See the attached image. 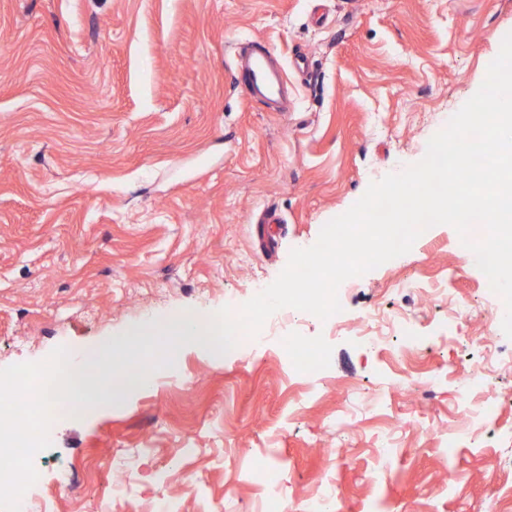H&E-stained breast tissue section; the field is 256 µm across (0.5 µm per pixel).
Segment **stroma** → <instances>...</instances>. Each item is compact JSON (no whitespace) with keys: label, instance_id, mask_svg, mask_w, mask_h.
Listing matches in <instances>:
<instances>
[{"label":"stroma","instance_id":"stroma-1","mask_svg":"<svg viewBox=\"0 0 512 512\" xmlns=\"http://www.w3.org/2000/svg\"><path fill=\"white\" fill-rule=\"evenodd\" d=\"M511 32L512 0H0V368L241 307L423 159ZM254 38L288 74V114L234 74ZM432 236L350 281L341 325L295 310L260 348L186 352L95 416L53 420L29 512H305L315 495L331 512H512V339L489 332L456 230ZM370 312L416 337L363 343ZM291 331L324 343L311 382L288 368ZM472 361L499 398L475 426Z\"/></svg>","mask_w":512,"mask_h":512}]
</instances>
